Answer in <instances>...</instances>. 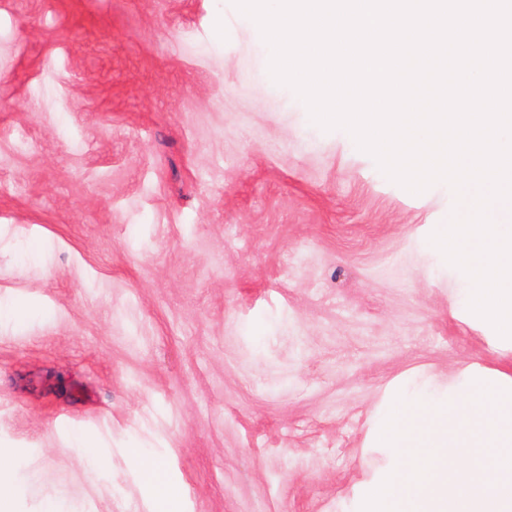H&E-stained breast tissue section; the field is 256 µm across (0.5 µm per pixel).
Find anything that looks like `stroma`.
<instances>
[{
    "mask_svg": "<svg viewBox=\"0 0 512 512\" xmlns=\"http://www.w3.org/2000/svg\"><path fill=\"white\" fill-rule=\"evenodd\" d=\"M232 0H0V448L16 512H358L396 378L512 351L427 248L455 197L390 181L275 84ZM89 437L109 458L95 470ZM129 456L142 480L154 486L157 502L162 500L166 504L167 509L158 512H181L182 492L162 478L160 462L141 448L129 449Z\"/></svg>",
    "mask_w": 512,
    "mask_h": 512,
    "instance_id": "stroma-1",
    "label": "stroma"
}]
</instances>
